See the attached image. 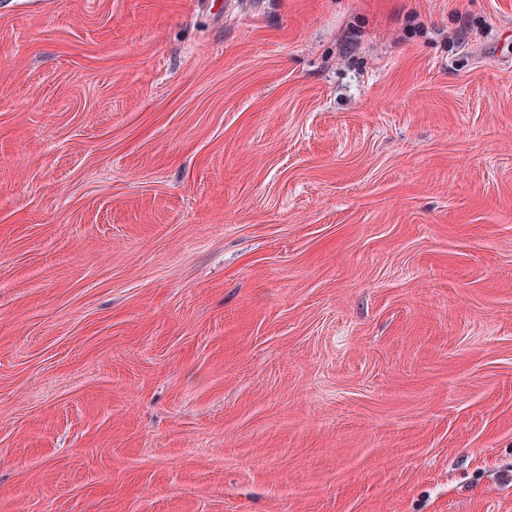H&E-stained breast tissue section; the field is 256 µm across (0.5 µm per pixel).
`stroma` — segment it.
<instances>
[{"label": "stroma", "instance_id": "35a3bbf8", "mask_svg": "<svg viewBox=\"0 0 512 512\" xmlns=\"http://www.w3.org/2000/svg\"><path fill=\"white\" fill-rule=\"evenodd\" d=\"M0 512H512V0H0Z\"/></svg>", "mask_w": 512, "mask_h": 512}]
</instances>
